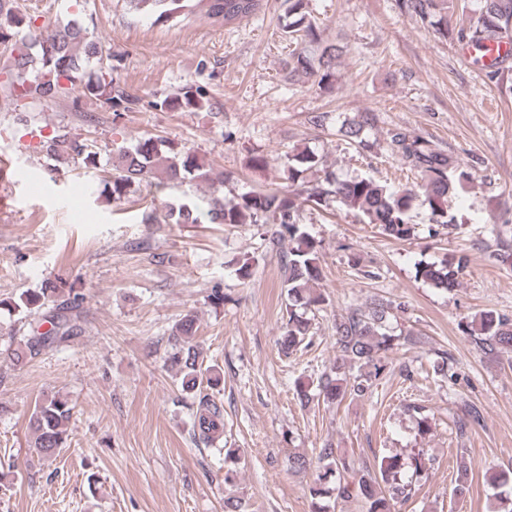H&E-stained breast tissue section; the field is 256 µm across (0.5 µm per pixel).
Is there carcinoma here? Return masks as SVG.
I'll return each instance as SVG.
<instances>
[{"instance_id":"1","label":"carcinoma","mask_w":512,"mask_h":512,"mask_svg":"<svg viewBox=\"0 0 512 512\" xmlns=\"http://www.w3.org/2000/svg\"><path fill=\"white\" fill-rule=\"evenodd\" d=\"M135 11L155 17V21L173 25L190 14H198L212 24L230 25L260 13L265 0H127ZM404 15L415 17L431 28L439 39L456 42L479 51L489 41L512 40V0H398ZM467 17V22L454 24L455 12ZM37 17L19 10L17 0H0V45L9 51L0 64V106L15 111L34 107L43 102L63 103L74 93L97 102L106 112L116 115L131 112L140 98L130 94L112 76V55L101 43L88 36L81 14L58 22L36 25ZM285 33L295 48L289 53L288 81L297 77L314 79L323 90L332 88L338 60L346 52L341 43L323 41L321 29L309 11V0H288V22ZM147 106L160 112H203L210 106L205 88L185 85L173 95L155 94ZM379 116L374 111L360 112L345 120L336 135L355 149L368 148L365 131L376 125ZM387 150L400 166L416 175L408 185L389 186L371 178L353 176L342 179L325 165L313 151H302L288 157L286 169L288 188L269 191H247L232 199L224 198L220 186L225 178L212 177L206 164L191 151L153 137H144L131 147H121L113 157L110 196L112 201L127 197L130 189L143 182L160 186L174 180L203 181L213 186L207 199V211L201 213L192 203H170L166 206L167 224H199L206 217L211 224H273L276 226L269 244L288 250L279 251L284 268L285 308L288 319L283 324L278 345L283 355L296 351L309 336L311 322L308 313L325 304L323 294L312 284L321 278L322 268L317 243L302 227L304 203L334 202L366 224H375L382 235L396 240L411 239L416 225L410 213L419 205L428 212L429 232L440 234L454 223L448 213V200L464 189L473 179L471 167L442 151L434 142L403 128L387 130ZM52 160H82L96 166V153L65 129H58L43 142ZM318 177L316 186H304L307 174ZM468 259L439 263H419L416 277L446 292L460 287ZM59 289L51 285L38 293L22 294L14 307L37 314L50 303L53 311L43 316L50 324L44 332L34 331L23 337L11 352L17 364L37 356L40 351L75 335L78 330L72 316L75 301L59 303ZM396 306L388 300L373 299L349 309L336 321L334 339L336 360L316 384L299 381L296 394L304 404L314 397L328 404L346 396L363 397L377 384L387 366V354L404 342L415 344L419 337L394 334ZM475 345L485 353L512 351V317L494 310H484L463 326ZM196 316L188 312L173 326L172 336L179 344L173 360L178 366L181 389L197 392L205 385L220 382V373L212 366L202 367L201 351L194 339ZM74 406L58 392L44 393L36 401L30 416L29 447L49 459L67 447L69 426ZM224 432V409L208 395L199 397L194 414L193 438L209 444ZM317 460L324 471L310 490L312 512H331L326 499L335 497L361 499L366 512H396L397 504L407 501L422 476L425 462L417 454L404 458L399 454L384 456L373 467L364 466L358 478L347 477L341 466L339 450L327 444L318 449ZM239 456L234 450L224 453V483L234 482ZM469 462L460 457L457 466L455 492H469ZM491 484L500 488V512H512V476L494 473Z\"/></svg>"}]
</instances>
